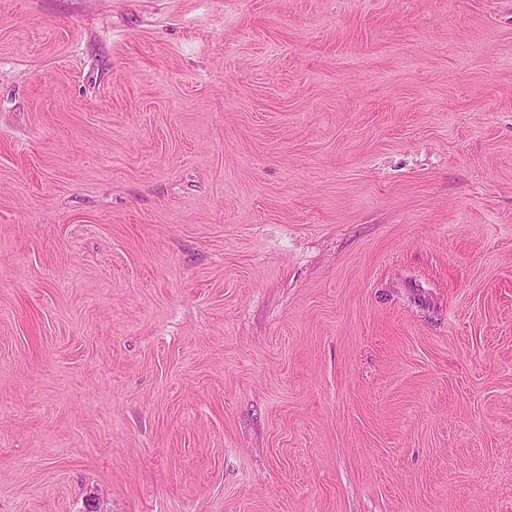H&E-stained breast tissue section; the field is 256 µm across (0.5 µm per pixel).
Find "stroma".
<instances>
[{
	"mask_svg": "<svg viewBox=\"0 0 512 512\" xmlns=\"http://www.w3.org/2000/svg\"><path fill=\"white\" fill-rule=\"evenodd\" d=\"M0 512H512V0H0Z\"/></svg>",
	"mask_w": 512,
	"mask_h": 512,
	"instance_id": "obj_1",
	"label": "stroma"
}]
</instances>
